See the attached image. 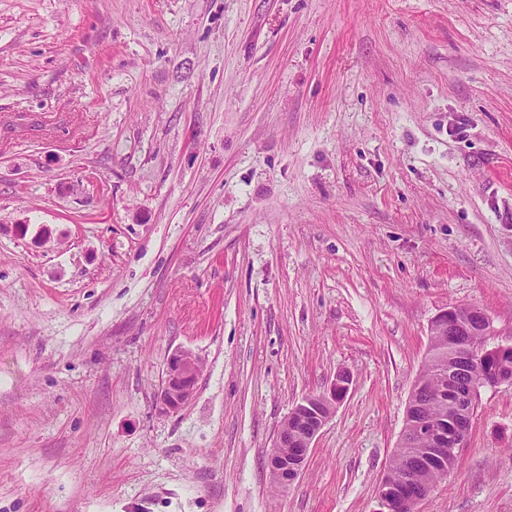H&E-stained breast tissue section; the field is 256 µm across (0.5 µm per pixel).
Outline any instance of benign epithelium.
Masks as SVG:
<instances>
[{
	"instance_id": "7a95c632",
	"label": "benign epithelium",
	"mask_w": 512,
	"mask_h": 512,
	"mask_svg": "<svg viewBox=\"0 0 512 512\" xmlns=\"http://www.w3.org/2000/svg\"><path fill=\"white\" fill-rule=\"evenodd\" d=\"M431 335L449 336L448 345L430 343L429 363L441 379L440 388H430L417 380L409 396L406 426L399 447L407 449L404 468L384 475L377 489L378 509L374 512H416V506L433 490L434 485L420 481L425 468H437L448 475L454 453L464 447L480 389L503 383L512 385V365L503 364L490 380L470 373L478 359L512 347L510 342L487 343L493 335L491 319L475 307H451L438 313L431 325ZM480 337V343L472 337ZM201 373L199 359L178 348L167 361L165 378L158 395L160 408L176 412L190 403L196 394ZM350 376L340 372L327 391L309 395L296 404L278 431L268 455L272 481L284 488L303 472L310 449L319 431L331 417L336 405L349 390ZM439 403L444 416L434 419L424 412L428 402Z\"/></svg>"
}]
</instances>
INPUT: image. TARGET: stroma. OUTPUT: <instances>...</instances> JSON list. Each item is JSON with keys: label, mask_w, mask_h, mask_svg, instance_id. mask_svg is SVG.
<instances>
[{"label": "stroma", "mask_w": 512, "mask_h": 512, "mask_svg": "<svg viewBox=\"0 0 512 512\" xmlns=\"http://www.w3.org/2000/svg\"><path fill=\"white\" fill-rule=\"evenodd\" d=\"M453 306L512 339V0H0V512H375ZM417 512H512V385ZM201 373L199 359L189 351L178 348L167 361L165 378L158 395L164 412H176L190 403L196 394ZM349 385L350 376L340 372L326 392L309 395L294 406L268 455V470L276 485L287 487L302 474L316 436L345 398Z\"/></svg>", "instance_id": "obj_1"}]
</instances>
